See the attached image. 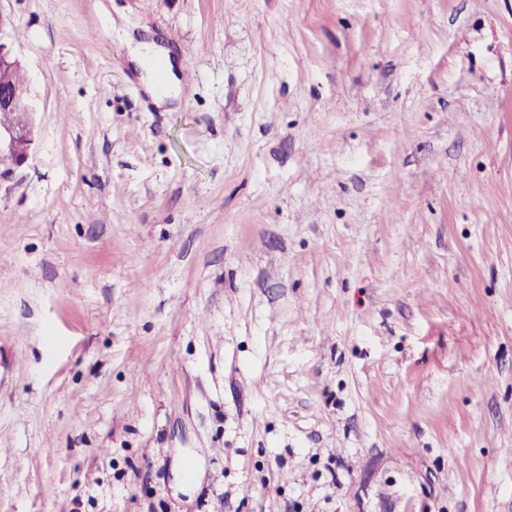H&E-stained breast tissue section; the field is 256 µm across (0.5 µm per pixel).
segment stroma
Here are the masks:
<instances>
[{"label": "stroma", "mask_w": 512, "mask_h": 512, "mask_svg": "<svg viewBox=\"0 0 512 512\" xmlns=\"http://www.w3.org/2000/svg\"><path fill=\"white\" fill-rule=\"evenodd\" d=\"M0 14V512H512V0ZM16 52L0 40V68H10L18 64ZM0 69V84H14L24 86V74L19 66L13 69ZM29 108L26 100V91L13 86H0V157L3 151L6 150V156L15 165L23 164L29 155L28 150L21 153L17 151V142L21 138L27 139L31 142L33 139V130L24 129L19 130L16 127L2 124L1 117L4 114L15 112L18 110L27 111Z\"/></svg>", "instance_id": "stroma-1"}]
</instances>
